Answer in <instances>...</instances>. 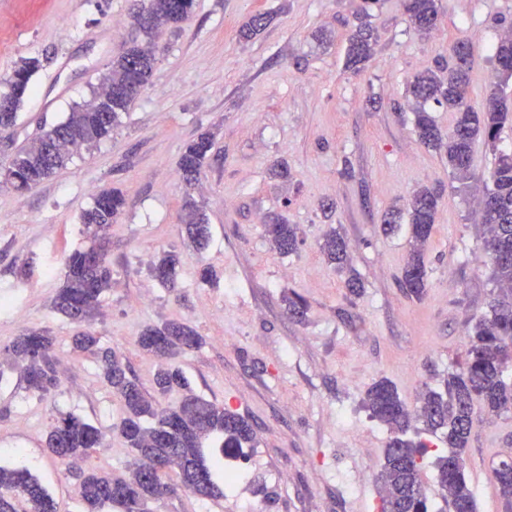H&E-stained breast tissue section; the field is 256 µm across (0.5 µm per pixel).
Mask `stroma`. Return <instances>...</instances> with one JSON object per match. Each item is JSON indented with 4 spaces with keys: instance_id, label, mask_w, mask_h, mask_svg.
I'll use <instances>...</instances> for the list:
<instances>
[{
    "instance_id": "obj_1",
    "label": "stroma",
    "mask_w": 512,
    "mask_h": 512,
    "mask_svg": "<svg viewBox=\"0 0 512 512\" xmlns=\"http://www.w3.org/2000/svg\"><path fill=\"white\" fill-rule=\"evenodd\" d=\"M362 0H196L188 20L160 38L152 76L112 135L50 179L18 193L0 186V295L18 314H0V350L25 328L55 336L62 367L75 368L45 399L0 376V463L22 452L57 501L58 512H84L78 480L45 448L58 413L101 427L118 422L119 401L101 383L100 358L72 346L81 330L117 351L151 388L154 358L136 337L147 324L183 320L203 345L179 357L196 393L249 416L256 444L235 466L245 477L220 499L188 492L155 501L151 512H378V464L389 430L369 418L366 390L392 382L407 404L423 386L439 390L466 359V334L488 311L495 289L479 226L481 177L496 151L512 153V129L497 148L477 143L474 180L458 191L447 157L422 145L405 86L447 54L456 39L473 46L472 108L496 89L493 61L512 19V0H441L427 34L416 32L402 0H375L372 61L344 68L347 21ZM133 0H0V92L15 62L37 57L0 162L89 99L91 88L131 33ZM265 12L251 39L241 24ZM204 131L215 147L193 193L211 228L195 251L181 235L186 191L178 174L184 145ZM286 164L288 179L271 175ZM424 186L440 190L439 215L425 246L428 289L408 298L397 284L407 261L408 229L383 235V214ZM126 206L110 234L112 288L86 324L53 310L64 279V252L86 246L82 211L104 188ZM299 225L296 253L273 251L271 214ZM338 229L350 245L360 297L347 294L318 241ZM181 256L177 292L155 280L157 254ZM212 266L215 282L198 271ZM299 295L305 319L284 296ZM512 456V410L476 423L466 455L476 512H503L493 469Z\"/></svg>"
}]
</instances>
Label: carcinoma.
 I'll list each match as a JSON object with an SVG mask.
<instances>
[{
	"label": "carcinoma",
	"mask_w": 512,
	"mask_h": 512,
	"mask_svg": "<svg viewBox=\"0 0 512 512\" xmlns=\"http://www.w3.org/2000/svg\"><path fill=\"white\" fill-rule=\"evenodd\" d=\"M193 6L194 0H136L134 34L123 52L112 59L110 69L100 76L90 98L73 104L65 120L50 125L11 154L0 165V183L16 191L33 189L65 167L81 149L110 137L122 114L137 99L130 94L129 86L145 85L152 74L161 29L178 27ZM404 9L415 31L427 33L437 26L439 0H404ZM267 22L268 14L256 13L242 24L240 33L248 39ZM374 41V28L364 8L359 24L347 39L345 68L355 73L363 70L372 58ZM494 57L497 78L504 83L512 80V26L501 36ZM471 61L469 44L458 39L450 46L448 56L438 57L434 67L415 75L406 88L416 112L419 141L445 151L448 165L464 189L473 178L475 141L482 137L493 145L504 128L512 125V112L495 92L481 111L467 104ZM40 68L39 58H22L5 79L7 91L0 94L1 138L15 126L31 77ZM430 101L445 104L456 113L448 133L442 132L427 110ZM214 146V135L202 132L184 147L178 169L187 188L199 183ZM486 180L480 203L481 227L497 293L490 302L489 314L476 321L468 334L464 366L448 374L444 390L422 391L413 410L386 379L373 383L363 401L369 417L393 433L376 474L381 512H430L428 489L421 478L422 461L429 448L406 437L414 420L432 433L443 431L447 452L436 456L434 465L448 507L455 512H476L465 459L474 428L473 404L482 402L494 415L512 409V387L503 376L505 362L512 360V156L501 155ZM439 198L436 190L423 188L413 195L405 212L409 217L410 253L398 282L403 292L416 300L427 294L423 247L434 229ZM125 205L121 191L108 189L98 193L92 206L81 213L82 233L89 246L64 255V281L54 298L55 309L73 320L91 321L100 315L101 297L112 289L108 234ZM183 210L188 241L198 250L205 248L211 239L210 225L189 193ZM405 213H387L383 233L393 234ZM265 233L277 253L297 252L300 228L282 216H271ZM319 248L334 265V271L344 272L348 243L343 236L331 229L323 235ZM180 263L178 254L164 252L152 262L151 273L173 289ZM137 344L157 361L152 391L141 387L130 365L113 351L103 353L99 374L100 381L122 406L123 416L113 431L132 453L127 474L112 476L82 467L95 449L104 447L106 433L72 414L56 416L46 447L78 473L80 498L88 512H103L105 508L124 512L128 493L135 489L140 492L142 512H149L150 501L174 496L180 490L203 498L224 497V490L233 489L242 480L240 474L233 479L224 476V460L246 458L244 449L252 447L256 437L254 424L248 417L196 395L183 371L173 363L177 356L203 344L194 327L181 321L148 325L137 336ZM54 345L50 330L31 328L4 349L6 361L24 389L42 399L61 382ZM176 390L183 392L179 402H162ZM171 472L177 477L175 483L166 480ZM494 477L504 506L512 509V461H500ZM0 512H57V507L29 468L0 465Z\"/></svg>",
	"instance_id": "cac0c4a2"
}]
</instances>
